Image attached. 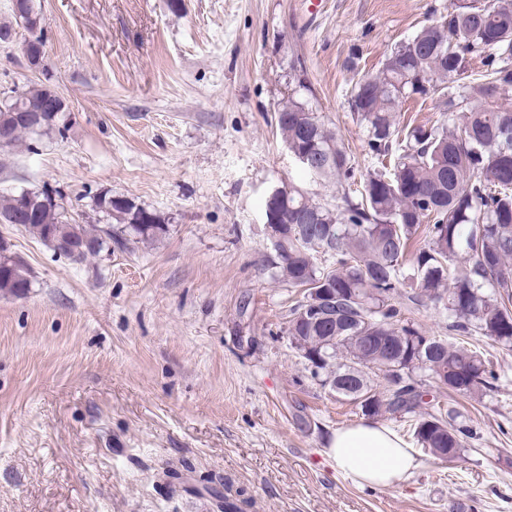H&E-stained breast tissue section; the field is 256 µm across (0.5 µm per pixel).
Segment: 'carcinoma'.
<instances>
[{
    "label": "carcinoma",
    "instance_id": "carcinoma-1",
    "mask_svg": "<svg viewBox=\"0 0 512 512\" xmlns=\"http://www.w3.org/2000/svg\"><path fill=\"white\" fill-rule=\"evenodd\" d=\"M483 58L485 74L473 78L469 63ZM291 92L278 108L277 128L290 153L315 159L302 171L323 180L354 177L353 159L336 131L306 117L312 89L303 68L293 67ZM512 90V0H451L448 11L424 25L391 52L375 73L351 91L353 120L366 132L378 166L362 176L359 200L343 196L332 208L304 201L288 183V207L269 224L283 233L275 244L272 278L302 290L289 310L290 344L321 384L341 385L339 397L371 418L407 419L421 447L448 449L454 461L477 439L464 415L450 408L424 409L419 374L446 373L441 388L472 395L496 386L499 376L465 338L479 334L512 346V107L499 104ZM440 94L448 122L402 126L399 107L410 98ZM47 86H33L0 104V127L15 131L11 151L26 135L68 128L63 99L50 108ZM41 112L39 131L17 120L18 108ZM95 209L121 225L123 243L149 244L166 232L164 219L133 200L101 192ZM21 213L20 227L46 244L95 243L65 258L82 264L112 249V225L72 222L58 190L0 189V217ZM419 236L424 244L409 252ZM334 266H322L320 257ZM328 286L338 297L317 322L297 317L312 290ZM30 271L0 253V291L21 297ZM429 302L448 311V331L463 340L427 335L404 317L408 304ZM383 372L387 387L374 386L368 369Z\"/></svg>",
    "mask_w": 512,
    "mask_h": 512
}]
</instances>
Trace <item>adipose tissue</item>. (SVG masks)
Instances as JSON below:
<instances>
[{
	"mask_svg": "<svg viewBox=\"0 0 512 512\" xmlns=\"http://www.w3.org/2000/svg\"><path fill=\"white\" fill-rule=\"evenodd\" d=\"M327 454L339 473L382 488L395 484L419 465L395 431L375 422L336 430Z\"/></svg>",
	"mask_w": 512,
	"mask_h": 512,
	"instance_id": "obj_1",
	"label": "adipose tissue"
}]
</instances>
